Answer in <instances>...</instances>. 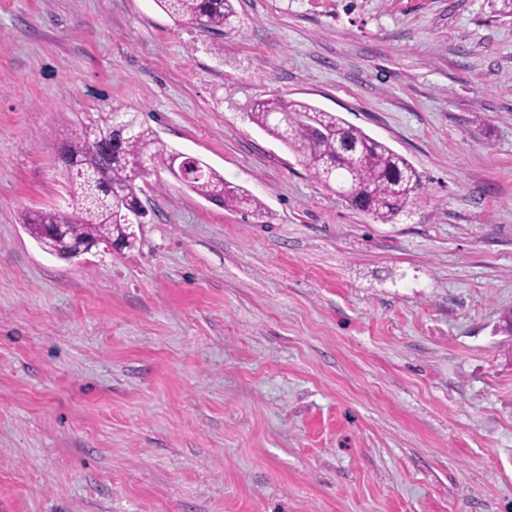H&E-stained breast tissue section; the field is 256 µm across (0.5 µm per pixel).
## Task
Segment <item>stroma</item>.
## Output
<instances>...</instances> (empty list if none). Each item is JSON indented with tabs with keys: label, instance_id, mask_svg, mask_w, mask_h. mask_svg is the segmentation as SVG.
Returning <instances> with one entry per match:
<instances>
[{
	"label": "stroma",
	"instance_id": "stroma-1",
	"mask_svg": "<svg viewBox=\"0 0 512 512\" xmlns=\"http://www.w3.org/2000/svg\"><path fill=\"white\" fill-rule=\"evenodd\" d=\"M0 0V512H512V0ZM308 101L404 155L352 209L252 123ZM120 105L264 204L156 169L134 248L44 249L58 135ZM167 15L186 21L200 32L223 37L239 32L240 20L235 0H154Z\"/></svg>",
	"mask_w": 512,
	"mask_h": 512
}]
</instances>
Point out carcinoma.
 Listing matches in <instances>:
<instances>
[{"mask_svg":"<svg viewBox=\"0 0 512 512\" xmlns=\"http://www.w3.org/2000/svg\"><path fill=\"white\" fill-rule=\"evenodd\" d=\"M167 15L186 21L215 37L239 30L235 0H154ZM121 119L131 128L128 138L108 147L112 125ZM251 121L295 154L315 178L331 186L342 180L349 188V206L383 222L402 212L422 188V176L403 155L334 112L305 100L266 98L256 101ZM174 151L134 113L114 108L98 119L79 123L60 137L55 165L63 173L72 210L50 209L25 215L23 223L46 249H57L50 236L56 224L68 226L69 237L131 247L134 227L120 213L135 205L136 181L154 167H164ZM184 185L199 196L234 210L261 213L262 202L233 186L196 158L186 164Z\"/></svg>","mask_w":512,"mask_h":512,"instance_id":"1","label":"carcinoma"}]
</instances>
